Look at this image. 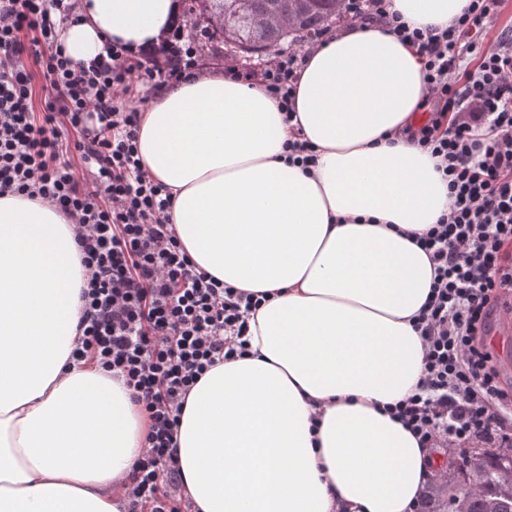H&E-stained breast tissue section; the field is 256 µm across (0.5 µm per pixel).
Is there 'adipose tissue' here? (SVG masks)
<instances>
[{
  "label": "adipose tissue",
  "instance_id": "adipose-tissue-1",
  "mask_svg": "<svg viewBox=\"0 0 512 512\" xmlns=\"http://www.w3.org/2000/svg\"><path fill=\"white\" fill-rule=\"evenodd\" d=\"M467 0H391L415 27H448ZM61 41L73 62L104 39L157 46L178 0H80ZM426 96L415 48L352 26L312 50L291 139L263 87L209 68L148 99L139 155L173 194L190 259L269 299L249 353L212 367L177 431L184 493L200 512H411L442 457L382 410L424 371L410 319L433 280L409 232L448 209L430 153L389 137ZM86 271L53 205L0 197V512H125L147 421L121 381L71 364ZM284 147L289 152L287 159L301 163L307 174L312 171V166L316 163V154L313 145L308 140L295 138V140L285 143Z\"/></svg>",
  "mask_w": 512,
  "mask_h": 512
}]
</instances>
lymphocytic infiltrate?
Segmentation results:
<instances>
[{"instance_id": "obj_1", "label": "lymphocytic infiltrate", "mask_w": 512, "mask_h": 512, "mask_svg": "<svg viewBox=\"0 0 512 512\" xmlns=\"http://www.w3.org/2000/svg\"><path fill=\"white\" fill-rule=\"evenodd\" d=\"M503 4L469 0L448 27L419 28L389 0H343L353 24L380 25L417 49L430 119L407 139L430 152L448 187L447 212L415 236L434 273L414 323L424 375L417 391L385 407L430 448H512V405L482 338L512 290V31L495 28ZM77 6L0 0V196L47 201L74 226L87 279L71 358L120 379L149 420L124 483L127 512H192L177 428L202 376L246 355L248 315L262 300L190 261L169 222L172 194L138 154L132 87L148 96L202 70L201 36L176 27L148 61L108 42L76 65L59 32ZM321 42L272 51L236 74L260 83L292 121L300 69Z\"/></svg>"}]
</instances>
